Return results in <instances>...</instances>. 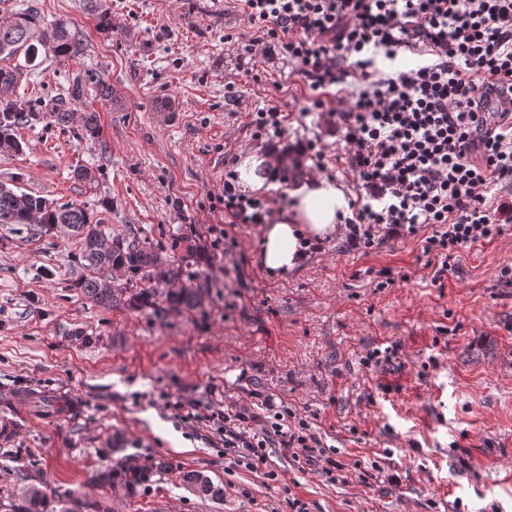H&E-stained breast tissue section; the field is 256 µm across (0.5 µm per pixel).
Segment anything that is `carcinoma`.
I'll use <instances>...</instances> for the list:
<instances>
[{"mask_svg": "<svg viewBox=\"0 0 512 512\" xmlns=\"http://www.w3.org/2000/svg\"><path fill=\"white\" fill-rule=\"evenodd\" d=\"M84 9L97 20V25L112 29V16L102 0H84ZM44 49L65 62L84 54V43L77 32L65 23L46 25L37 10L29 9L16 14L14 19L0 23V153L18 154L23 151L18 130L38 123L65 125L72 113L68 104L80 100L93 91L101 100L112 97V88L103 76L86 70L77 76L66 90V95L52 100L51 105L39 110L29 101L15 95L25 65L33 62ZM24 62H19V59ZM100 125L97 111L90 109L81 116V135L94 141L99 138ZM0 224H37L51 232L59 227L75 231L82 243V261L89 269L123 270L144 284L131 296L125 289L112 288L93 276H82L77 287L88 299L102 305L117 306L121 302L150 305L158 296L151 287L155 279L159 257L146 243L136 237H112L101 229V221L81 201L59 204L40 195L16 191L0 182ZM165 302L173 310H191L198 307L202 294L198 288L169 289ZM183 481L197 495L219 499L224 489L214 485L199 472L183 474ZM91 504L70 494H46L41 490L25 493L15 505V512H90Z\"/></svg>", "mask_w": 512, "mask_h": 512, "instance_id": "carcinoma-1", "label": "carcinoma"}]
</instances>
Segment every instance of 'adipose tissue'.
Listing matches in <instances>:
<instances>
[{"label": "adipose tissue", "instance_id": "ef3b65f1", "mask_svg": "<svg viewBox=\"0 0 512 512\" xmlns=\"http://www.w3.org/2000/svg\"><path fill=\"white\" fill-rule=\"evenodd\" d=\"M289 195L288 211L275 223L266 225L262 234L260 262L272 273L298 268L306 258L307 242L333 233L339 216L350 213L345 193L326 179L307 178Z\"/></svg>", "mask_w": 512, "mask_h": 512}]
</instances>
